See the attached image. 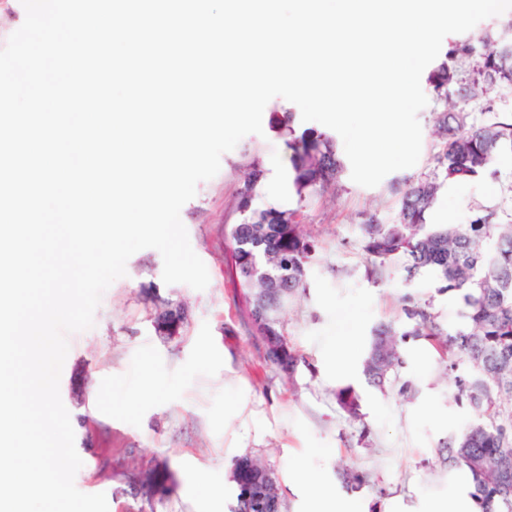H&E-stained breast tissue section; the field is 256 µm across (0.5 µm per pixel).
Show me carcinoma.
<instances>
[{
    "label": "carcinoma",
    "instance_id": "carcinoma-1",
    "mask_svg": "<svg viewBox=\"0 0 512 512\" xmlns=\"http://www.w3.org/2000/svg\"><path fill=\"white\" fill-rule=\"evenodd\" d=\"M436 99L445 104L433 113L438 145L427 171L396 189V213L391 222L370 216L362 225L361 250L367 277L378 280L398 270L410 282L429 275L440 294L453 293L464 304L461 325L444 328L430 311L431 303L401 298V317L371 331L361 363L368 388L383 389L401 382L405 365L403 344L409 337L429 341L441 351L464 358L469 370L459 374L458 362L448 361L454 373L455 398L466 403L471 416L462 430L440 444L444 464L470 476V497L478 512H512V474L505 478L504 464L512 468V188L493 208L478 207L467 224H430V212L440 191L450 181L463 182L488 172L502 155L512 153V110L481 118L473 109L481 105L490 87L512 91V40L498 33L448 42L444 59L427 76ZM290 151L288 183L299 200L314 197L338 181L344 163L335 138L311 128L296 131L294 113H288ZM265 176L258 161L251 162L239 189L235 211L239 221L229 225L237 283L245 295L276 303L266 332L286 336L282 313L305 291L307 270L320 241L301 224L298 209L253 207ZM305 362L288 345L272 363L291 371ZM339 407L350 417H360V395L350 385L336 391ZM239 465L234 503L228 512H243L242 483L261 488L260 468ZM150 512L164 504L174 484L168 468L149 467L136 476Z\"/></svg>",
    "mask_w": 512,
    "mask_h": 512
}]
</instances>
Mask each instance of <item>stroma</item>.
<instances>
[{
  "label": "stroma",
  "mask_w": 512,
  "mask_h": 512,
  "mask_svg": "<svg viewBox=\"0 0 512 512\" xmlns=\"http://www.w3.org/2000/svg\"><path fill=\"white\" fill-rule=\"evenodd\" d=\"M440 107L429 99L418 115V163L390 173L377 187L357 185L346 171L337 187L303 202L292 190L282 197L258 191L254 206L301 208L305 228L323 243L305 292L284 315L289 342L307 359L288 375L266 360L228 252L227 227L238 218L232 204L244 165L288 160L272 117L292 104L269 101L262 135H247L223 154L219 173L199 183L181 209L190 244L209 273L207 288L165 284L161 254L140 250L129 258L125 277L103 294L94 327L68 337L60 396L76 424L83 461L78 490L105 493L109 512H140L143 503L127 495L128 482L138 467L161 464L172 471L174 486L157 512H227L235 496L232 463L250 454L275 471L286 512H311L310 497L295 488L304 474L353 493L362 512H423L431 501L453 512L463 489L443 464L439 443L464 427L470 410L457 403L453 377L433 349L408 340L401 377L411 392L400 393L395 384L360 388L361 419H349L335 397L337 388L360 387L370 333L398 319L402 295L430 302L445 327L461 321L460 297L437 294L431 277L369 279L360 248L365 214L391 221L393 186L430 167L436 141L431 114ZM494 167L495 174L442 190L431 223L464 224L475 206L498 203L512 186V159ZM168 300L181 303L187 316L183 334L174 338L154 323ZM344 339L350 342L346 359L337 355ZM147 380L153 390L145 399ZM82 418L87 427H79ZM344 467L364 473L365 483L347 490L339 477Z\"/></svg>",
  "instance_id": "35a3bbf8"
}]
</instances>
